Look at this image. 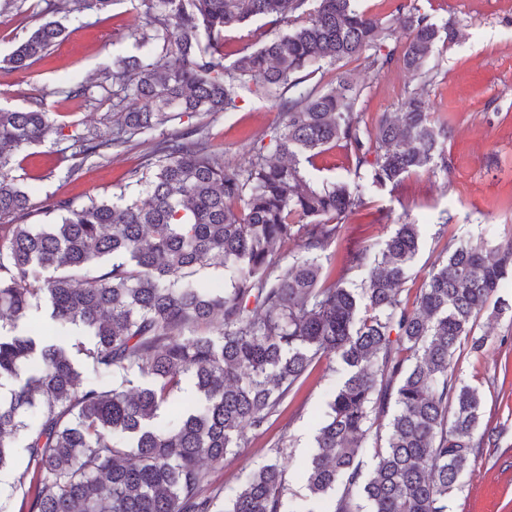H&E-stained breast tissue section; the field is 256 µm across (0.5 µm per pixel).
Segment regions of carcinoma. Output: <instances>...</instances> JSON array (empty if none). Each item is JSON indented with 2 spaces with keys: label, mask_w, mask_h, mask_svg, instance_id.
Segmentation results:
<instances>
[{
  "label": "carcinoma",
  "mask_w": 512,
  "mask_h": 512,
  "mask_svg": "<svg viewBox=\"0 0 512 512\" xmlns=\"http://www.w3.org/2000/svg\"><path fill=\"white\" fill-rule=\"evenodd\" d=\"M114 0H43L46 19L0 61L6 75L28 72L65 38L58 14L104 13ZM136 33L154 49L118 58L97 86L119 109L108 131L73 136L86 160L119 156L133 137L187 116L230 112L239 90L262 87L278 104L268 145L245 168H231L204 126L192 125L152 147L151 170L129 173L143 197L125 192L76 208L45 206L49 224H29V194L9 175L12 152L44 140L54 126L43 103L0 109V468L22 448L36 465L28 512H282L286 491L278 462L250 473L227 508L206 495V464L245 447L309 367L338 366L336 389L303 470L327 512H447L479 449L497 445L483 425L479 389L455 375L461 341L478 350L477 317L512 282V239L445 242L414 297L404 295L420 225L403 220L379 244L346 256L328 281L323 257L348 218L366 206L369 188L398 186L418 172L448 170V124L434 112L431 63L454 26L438 25L414 0H397L406 41L359 0H139ZM262 17L289 31L239 50L224 65L225 33ZM375 50L377 71L397 66L421 80L396 112L368 123L356 111L360 90L344 75L322 90L311 76ZM112 86H107V81ZM342 147L366 170V183L317 186L300 161ZM294 242L284 266L278 249ZM224 270V287L201 279ZM366 272L355 284L354 272ZM46 276H40V273ZM50 310L57 336L18 330ZM79 327L86 346L68 338ZM213 327V334L185 330ZM82 355L119 380L83 387ZM193 382L197 401L178 399ZM172 410L169 425L159 413ZM387 420L385 446L364 470L372 430Z\"/></svg>",
  "instance_id": "cac0c4a2"
}]
</instances>
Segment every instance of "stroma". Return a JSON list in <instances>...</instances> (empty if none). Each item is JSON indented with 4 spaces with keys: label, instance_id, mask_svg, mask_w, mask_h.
<instances>
[{
    "label": "stroma",
    "instance_id": "35a3bbf8",
    "mask_svg": "<svg viewBox=\"0 0 512 512\" xmlns=\"http://www.w3.org/2000/svg\"><path fill=\"white\" fill-rule=\"evenodd\" d=\"M437 23H450L459 35L439 44L437 75L431 87L435 108L447 120L449 169L413 174L396 189L366 194V208L351 216L341 238L329 248L325 272L339 276L351 250L380 243L395 223L421 224L419 250L410 267L409 288H420L436 260L438 237L498 243L512 237V0H418ZM133 0H114L106 14L91 11L64 18L66 36L33 67L30 75L0 77V108L28 110L43 100L64 136L14 153L10 174L28 192L34 211L30 223H47L41 207L46 199L73 206L118 192L138 194L129 173L150 160L153 142L172 138L191 125V118L169 123L135 137L120 156L81 161L68 138L75 131L105 128L112 119V100L94 91L90 101L75 105L63 95L75 84H92L111 71L117 57L145 53L131 27ZM24 15L0 14V59L7 57L37 24L36 0H25ZM336 71L349 75L362 89L358 109L366 120L395 111L415 80L400 69L379 72L366 58L340 62ZM203 123L224 162L243 166L256 142L277 123L273 99L240 91L237 108L204 117ZM76 175H69V168ZM306 172L313 183L354 176L345 150L327 148ZM475 335L486 344L477 353L463 351L456 370L484 395L483 420L496 427L500 445L481 449L473 475L448 499V512H512V313L486 310L476 320ZM328 359L315 362L302 384L285 400L262 430H246L248 444L239 455L209 466L208 494L217 504L229 502L246 475L276 460L285 469L287 491L283 512H322L323 501L312 499L297 472L315 451V435L337 376ZM23 448L13 450V462L0 470V512H22L23 488L18 479L29 469Z\"/></svg>",
    "mask_w": 512,
    "mask_h": 512
}]
</instances>
